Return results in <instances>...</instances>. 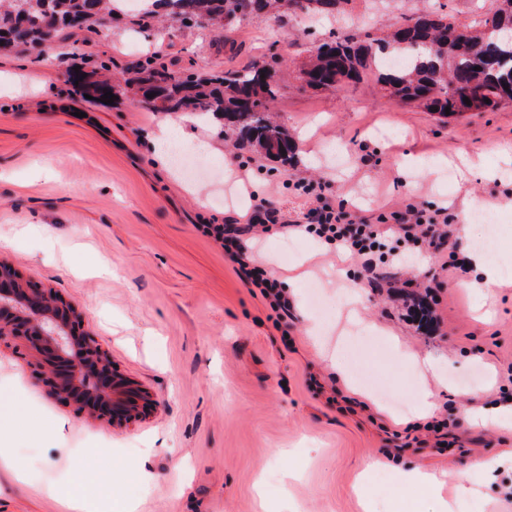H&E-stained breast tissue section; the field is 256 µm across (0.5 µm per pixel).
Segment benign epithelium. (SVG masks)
<instances>
[{"label":"benign epithelium","instance_id":"obj_1","mask_svg":"<svg viewBox=\"0 0 512 512\" xmlns=\"http://www.w3.org/2000/svg\"><path fill=\"white\" fill-rule=\"evenodd\" d=\"M22 342L47 393L90 422L122 426L148 399L119 373L71 303L0 263V340Z\"/></svg>","mask_w":512,"mask_h":512}]
</instances>
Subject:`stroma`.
Instances as JSON below:
<instances>
[{"instance_id":"obj_1","label":"stroma","mask_w":512,"mask_h":512,"mask_svg":"<svg viewBox=\"0 0 512 512\" xmlns=\"http://www.w3.org/2000/svg\"><path fill=\"white\" fill-rule=\"evenodd\" d=\"M418 0H348L346 23L380 36L416 11ZM337 24L302 14L244 21L234 30H197L163 22L129 31L126 16L35 50L0 49V262L62 296L119 372L151 404L134 423L91 424L50 397L33 369L0 341V394L20 395L41 418V432L19 425L14 448L34 458L27 472L43 492L0 469V512H56L54 491H77L98 512H435L401 479L373 468L392 459L429 472L465 469L480 497L463 512H512L504 493L512 465L494 480L484 467L512 453V426L464 419V407L512 399V277L481 295L455 269L482 231L472 209L468 234L452 231L438 255L406 261L400 279L435 290L438 318L426 334L404 317L400 297L372 286L359 263L316 238L267 225L256 259L297 297L280 318L258 289L235 274L203 224H242L275 197L284 218L337 206L375 223L408 204L447 206L464 196L498 203L501 235L493 256L512 268V206L506 188L483 171L503 166L512 147V105L440 122L413 104L392 101L374 76L336 91L310 88L299 69ZM162 54L172 69L218 72L266 60L277 71V122L297 144L282 168L238 149L224 129L195 123L213 139L215 164L231 175L185 180L173 164H152L147 135L181 123L137 101L76 94L74 71L93 81ZM426 159L481 155L469 183L403 171L406 153ZM320 185L318 196L296 190ZM113 268L96 276L92 258ZM321 336H314V329ZM436 360L434 370L413 357ZM448 422V447L416 427L423 401ZM414 440L398 448L397 438ZM81 449L92 467L73 464ZM151 473L141 482L139 470Z\"/></svg>"}]
</instances>
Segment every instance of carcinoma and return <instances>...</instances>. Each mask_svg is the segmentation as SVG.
<instances>
[{
	"mask_svg": "<svg viewBox=\"0 0 512 512\" xmlns=\"http://www.w3.org/2000/svg\"><path fill=\"white\" fill-rule=\"evenodd\" d=\"M346 0H146L136 12L139 27L149 29L165 14L187 26L203 28L222 24L231 27L246 20H262L285 10L311 18L343 19ZM106 0H0V48L31 44L47 32L62 39L76 27L103 20ZM504 14L486 12L472 24L452 21L443 5L431 0L408 16L383 40L359 30L338 33L319 45L308 67L306 85L336 89L372 73L388 95L417 104L441 117L465 112H492L512 104V0H501ZM401 57L400 66L382 60ZM76 90L100 98L105 93L139 95L155 112H191L224 121L240 146L280 162L294 164L296 146L288 129L272 120L270 104L278 85L267 64L253 63L241 70L208 75H184L151 59L137 64L129 76L110 82H89L80 75ZM154 97H149V94ZM468 98L466 104L463 98ZM489 102H484V99Z\"/></svg>",
	"mask_w": 512,
	"mask_h": 512,
	"instance_id": "cac0c4a2",
	"label": "carcinoma"
}]
</instances>
